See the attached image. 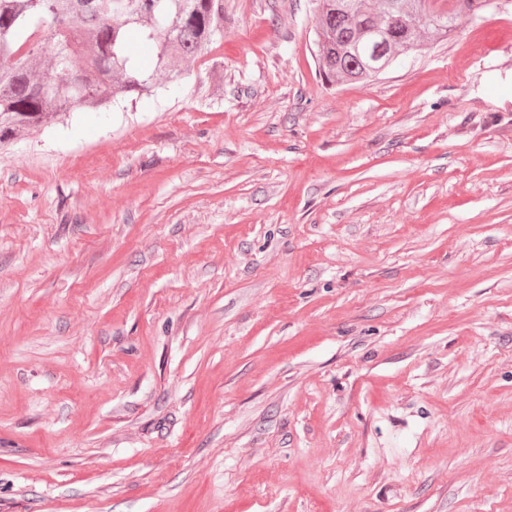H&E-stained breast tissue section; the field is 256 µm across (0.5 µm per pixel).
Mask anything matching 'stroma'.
<instances>
[{
	"instance_id": "stroma-1",
	"label": "stroma",
	"mask_w": 512,
	"mask_h": 512,
	"mask_svg": "<svg viewBox=\"0 0 512 512\" xmlns=\"http://www.w3.org/2000/svg\"><path fill=\"white\" fill-rule=\"evenodd\" d=\"M314 25L0 147V512H512V0L364 84Z\"/></svg>"
}]
</instances>
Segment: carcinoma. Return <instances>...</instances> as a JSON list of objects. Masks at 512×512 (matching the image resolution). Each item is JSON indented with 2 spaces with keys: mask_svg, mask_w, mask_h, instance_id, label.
<instances>
[{
  "mask_svg": "<svg viewBox=\"0 0 512 512\" xmlns=\"http://www.w3.org/2000/svg\"><path fill=\"white\" fill-rule=\"evenodd\" d=\"M318 75L362 82L396 57L422 50L424 33L446 37L493 0H311ZM417 25L402 31L401 18ZM154 51L132 64L129 33ZM224 30V0H0V145L59 112L135 102L201 56Z\"/></svg>",
  "mask_w": 512,
  "mask_h": 512,
  "instance_id": "carcinoma-1",
  "label": "carcinoma"
}]
</instances>
